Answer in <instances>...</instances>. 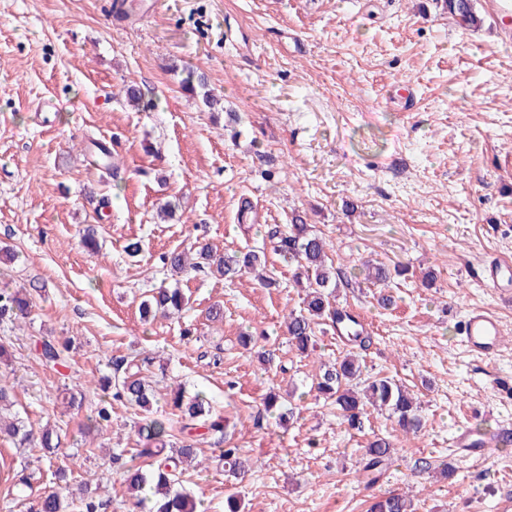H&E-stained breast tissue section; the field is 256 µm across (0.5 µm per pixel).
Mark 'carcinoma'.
<instances>
[{
    "label": "carcinoma",
    "instance_id": "1",
    "mask_svg": "<svg viewBox=\"0 0 512 512\" xmlns=\"http://www.w3.org/2000/svg\"><path fill=\"white\" fill-rule=\"evenodd\" d=\"M443 4L444 9L466 30L479 28L484 23V17L475 8V0H443ZM182 87L191 93L202 90V101L209 111H224L223 99L207 90L204 73L194 68L187 69ZM269 237L276 241L278 251L298 263L302 277L307 282L308 291L303 299V307L297 312H290L286 319L289 340L297 351L305 356L316 351L315 325L325 319L335 324L348 322V332L356 338L360 337V332L355 329L356 321L343 310L331 308L328 293L325 292L331 287L334 277L333 267L326 263L328 243L325 238L313 232L311 225L300 215L294 216L285 229H272ZM162 263L183 277L193 271L214 269L226 279L232 280L250 273L266 288L276 285L273 276L262 273V261L255 252L220 255L204 245L193 257L185 251H171L162 256ZM362 266L365 280L376 286L385 284L394 274L400 276L405 272L403 267L391 270L383 264L368 261L363 262ZM189 304L190 296L176 286L159 289L150 299L142 301L140 308L143 316L148 317L156 311L180 312ZM29 307L30 301L23 293L0 290V323L15 321L26 314ZM361 373L356 355L349 353L340 361L325 366L316 390L336 405L351 429H361L364 414L372 408L385 411L395 418L405 435H418L423 423L415 398L388 377L375 378L357 389L353 387V382L361 380ZM106 388L112 390V401L143 412H149L153 407L155 393L152 385L142 378L140 371H134L130 366L125 367L122 374L106 379ZM170 392L173 406L179 411L177 419L157 417L147 420L138 428L141 448L137 449V455L152 459V469L145 472L139 468H129L124 472V482L134 512L144 505L148 493L153 497L155 512H197L196 498L181 488L184 465L195 452L194 442L199 430L224 437L227 420L220 415H212L203 394L187 397L178 387L170 388ZM112 401L102 399L97 403L93 414L88 416L90 424L101 425L111 420ZM5 430L19 447L26 445L33 437L32 430L18 416L5 423ZM40 447L49 466L56 468L59 477H65V470L56 466L59 456L65 455L58 433L48 428L42 430ZM393 454L394 448L386 439L379 438L370 443L360 468L366 484L373 485L378 481ZM218 460L234 474L246 468V461L238 448L220 449ZM73 506L78 508V512H100L104 503L97 498L96 490L81 481L74 487L65 486L62 491L54 489L44 492L38 502V512H68ZM370 512H412V502L406 495L389 494L376 499Z\"/></svg>",
    "mask_w": 512,
    "mask_h": 512
}]
</instances>
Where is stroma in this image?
<instances>
[{"label": "stroma", "mask_w": 512, "mask_h": 512, "mask_svg": "<svg viewBox=\"0 0 512 512\" xmlns=\"http://www.w3.org/2000/svg\"><path fill=\"white\" fill-rule=\"evenodd\" d=\"M125 4L121 24L114 0H0V246L17 254L0 258V289L31 302L28 317L0 325L14 412L33 430L55 428L105 512H128L123 469L148 464L134 452L142 412L116 402L109 426L80 431L103 396L98 381L124 359L205 393L228 419L223 440L199 439L206 468L182 477L205 512H224L231 493L241 512H366L370 495L391 491L412 496L415 512H512V446L480 460L454 446L464 430H512V300L476 277L486 262L512 261V43L488 24L459 27L439 0ZM183 66L206 74L223 111L183 90ZM127 84L149 110L128 106ZM97 140L112 151L111 176L91 161ZM166 199L175 209L162 223ZM247 202L255 213L242 223ZM296 213L329 242L345 275L330 300L359 317L368 342L327 321L312 356L289 345L285 317L304 292L266 232ZM88 225L96 256L80 244ZM135 239L143 250L127 256ZM206 243L264 253L276 286L198 272L181 283L188 309L144 320L141 301L173 284L162 255ZM366 259L407 272L381 291L364 280ZM383 293L391 305L378 304ZM215 304L224 316L211 322ZM476 307L503 325L491 358L461 339ZM45 339L68 344L64 365L42 361ZM350 352L364 376L415 394L418 436L375 412L348 429L319 399L321 363ZM62 383L82 405L63 404ZM272 391L290 396L293 415L263 411ZM378 437L395 453L368 490L358 463ZM223 444L241 448L245 477L211 464ZM116 448L127 451L119 464ZM420 458L435 474L415 470ZM0 461L31 483L19 497L0 480V512H34L55 487L42 449L0 438Z\"/></svg>", "instance_id": "1"}]
</instances>
